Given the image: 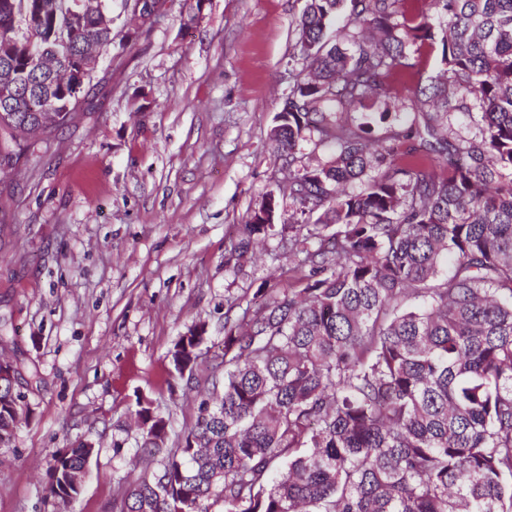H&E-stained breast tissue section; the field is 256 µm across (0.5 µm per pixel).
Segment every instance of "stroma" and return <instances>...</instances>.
Wrapping results in <instances>:
<instances>
[{"mask_svg": "<svg viewBox=\"0 0 512 512\" xmlns=\"http://www.w3.org/2000/svg\"><path fill=\"white\" fill-rule=\"evenodd\" d=\"M306 0H163L136 27L112 0V54L73 119L0 179V359L18 375L24 419L0 447V512H112L133 482L137 400L172 434L198 399L168 350L198 323L224 338V300L294 284L279 238L227 260L287 170L270 137L308 69L296 21ZM123 448H114V441ZM95 452L80 494L48 498L58 450Z\"/></svg>", "mask_w": 512, "mask_h": 512, "instance_id": "35a3bbf8", "label": "stroma"}]
</instances>
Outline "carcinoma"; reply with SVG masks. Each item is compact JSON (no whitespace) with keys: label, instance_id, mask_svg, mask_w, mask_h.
Listing matches in <instances>:
<instances>
[{"label":"carcinoma","instance_id":"cac0c4a2","mask_svg":"<svg viewBox=\"0 0 512 512\" xmlns=\"http://www.w3.org/2000/svg\"><path fill=\"white\" fill-rule=\"evenodd\" d=\"M74 0H14L39 20L41 51L58 67L106 31L73 29ZM344 0H306L300 43L312 81H295L273 142L288 164L283 198L297 215L281 247L298 258L297 288H258L254 309L224 300L222 352L211 358L194 424L166 457L169 419L138 403L140 476L112 512H512V0H349L342 49L326 32ZM444 26L442 77L395 97L372 146L374 118L341 121L387 97L401 76L423 77L405 38ZM31 103L63 104L54 77L25 52L4 68ZM418 109L422 121L402 112ZM476 131H453L459 113ZM72 111L0 114V175L34 149L31 135ZM417 140L443 157L429 169ZM329 151L302 163L299 143ZM320 213L311 221L314 213ZM254 213L230 255L273 231ZM199 324L168 352L198 381L207 339ZM23 396L0 382V446ZM94 448L66 449L47 470L51 497L82 478Z\"/></svg>","mask_w":512,"mask_h":512}]
</instances>
